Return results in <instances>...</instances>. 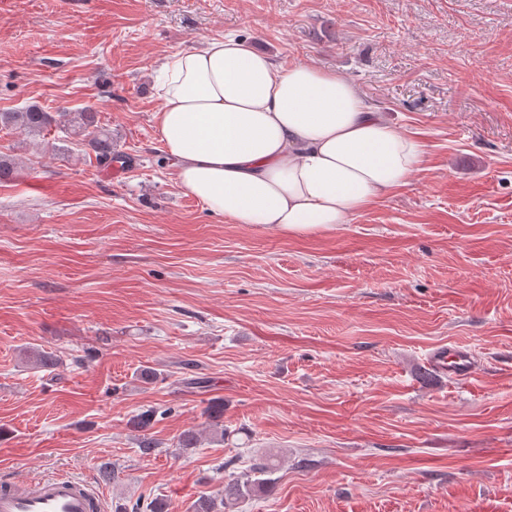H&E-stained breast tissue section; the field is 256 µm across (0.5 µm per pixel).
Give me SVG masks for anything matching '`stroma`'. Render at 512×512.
Listing matches in <instances>:
<instances>
[{"instance_id":"35a3bbf8","label":"stroma","mask_w":512,"mask_h":512,"mask_svg":"<svg viewBox=\"0 0 512 512\" xmlns=\"http://www.w3.org/2000/svg\"><path fill=\"white\" fill-rule=\"evenodd\" d=\"M227 33L342 74L424 169L327 233L212 215L155 136L154 76ZM31 105L95 107L126 161L0 130V474L109 466L110 512H192L271 455L238 512H512V0H0V112ZM442 346L475 372L429 371ZM153 417L154 411L146 410L137 415H134L130 419L131 426L136 429V431L143 432L139 442V448L143 454H150L154 448L157 447V444L150 437H148L147 434L144 433L151 428Z\"/></svg>"}]
</instances>
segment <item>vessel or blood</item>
<instances>
[{
	"instance_id": "1",
	"label": "vessel or blood",
	"mask_w": 512,
	"mask_h": 512,
	"mask_svg": "<svg viewBox=\"0 0 512 512\" xmlns=\"http://www.w3.org/2000/svg\"><path fill=\"white\" fill-rule=\"evenodd\" d=\"M428 366L452 378L468 376L474 361L462 349L441 348L427 359ZM102 492L89 481L66 474L35 476L19 483H0V512H104Z\"/></svg>"
}]
</instances>
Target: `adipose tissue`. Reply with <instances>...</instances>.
Masks as SVG:
<instances>
[{"label": "adipose tissue", "instance_id": "obj_1", "mask_svg": "<svg viewBox=\"0 0 512 512\" xmlns=\"http://www.w3.org/2000/svg\"><path fill=\"white\" fill-rule=\"evenodd\" d=\"M156 88V133L179 183L235 224L333 230L425 163V143L344 76L275 62L233 35L169 56Z\"/></svg>", "mask_w": 512, "mask_h": 512}]
</instances>
